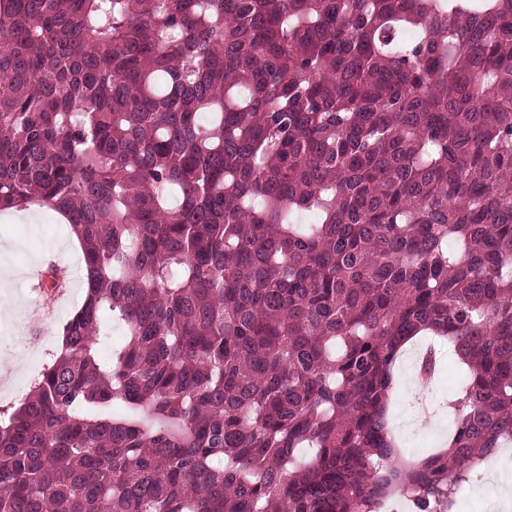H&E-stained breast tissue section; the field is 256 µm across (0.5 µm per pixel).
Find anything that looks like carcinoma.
<instances>
[{"label":"carcinoma","instance_id":"carcinoma-1","mask_svg":"<svg viewBox=\"0 0 512 512\" xmlns=\"http://www.w3.org/2000/svg\"><path fill=\"white\" fill-rule=\"evenodd\" d=\"M32 204L88 288L0 420V512H452L512 442V0H0ZM420 333L468 385L402 465ZM428 345V339H421L413 352L401 358L396 368L397 391L391 405L390 423L398 441L399 462L426 457L443 448L452 425L448 402L454 399L463 378L457 360L448 351V346L441 348L442 370L429 387L416 391L409 384L410 378L416 376V367ZM420 401L430 407L428 420L405 430L404 425L420 410Z\"/></svg>","mask_w":512,"mask_h":512}]
</instances>
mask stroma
Masks as SVG:
<instances>
[{"instance_id":"obj_1","label":"stroma","mask_w":512,"mask_h":512,"mask_svg":"<svg viewBox=\"0 0 512 512\" xmlns=\"http://www.w3.org/2000/svg\"><path fill=\"white\" fill-rule=\"evenodd\" d=\"M64 221L45 208L0 213V412L17 408L43 367L58 350V332L81 301L80 259L71 250ZM52 256L54 264L68 270L72 280L67 293L53 307H45L35 277L40 256ZM429 345L421 339L413 352L403 356L396 368L397 391L390 410V423L403 461L422 458L443 447L452 425L448 410L462 384V373L451 353H444L443 366L433 383L415 390L409 380ZM429 407L426 423L409 427L420 404ZM512 479V449L500 452L474 474L457 512H486L493 493L489 478Z\"/></svg>"}]
</instances>
